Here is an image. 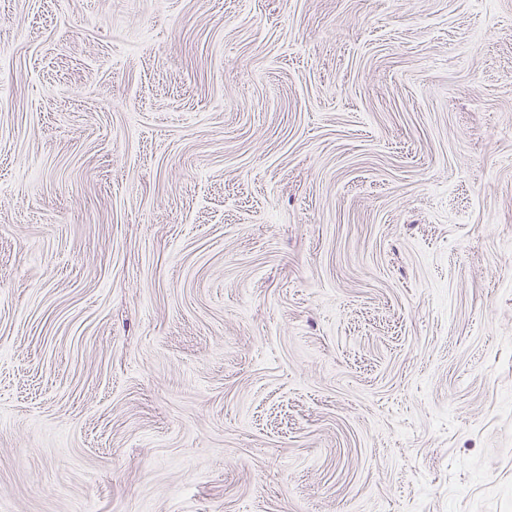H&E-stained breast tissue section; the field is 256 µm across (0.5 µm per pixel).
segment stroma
Masks as SVG:
<instances>
[{
	"label": "stroma",
	"instance_id": "1",
	"mask_svg": "<svg viewBox=\"0 0 512 512\" xmlns=\"http://www.w3.org/2000/svg\"><path fill=\"white\" fill-rule=\"evenodd\" d=\"M0 512H512V0H0Z\"/></svg>",
	"mask_w": 512,
	"mask_h": 512
}]
</instances>
